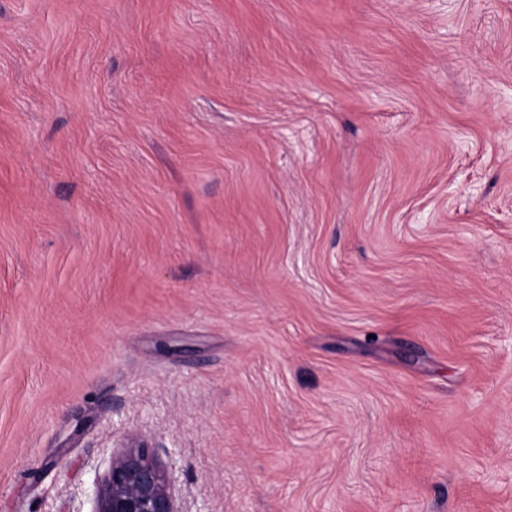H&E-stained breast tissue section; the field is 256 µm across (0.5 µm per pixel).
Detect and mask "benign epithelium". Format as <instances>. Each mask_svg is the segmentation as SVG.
Instances as JSON below:
<instances>
[{"instance_id": "1", "label": "benign epithelium", "mask_w": 512, "mask_h": 512, "mask_svg": "<svg viewBox=\"0 0 512 512\" xmlns=\"http://www.w3.org/2000/svg\"><path fill=\"white\" fill-rule=\"evenodd\" d=\"M94 482L92 512H180L167 469L143 437H127Z\"/></svg>"}]
</instances>
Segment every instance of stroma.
<instances>
[{
  "mask_svg": "<svg viewBox=\"0 0 512 512\" xmlns=\"http://www.w3.org/2000/svg\"><path fill=\"white\" fill-rule=\"evenodd\" d=\"M512 512V0H0V512ZM94 482L92 512H180L167 469L143 437H127Z\"/></svg>",
  "mask_w": 512,
  "mask_h": 512,
  "instance_id": "35a3bbf8",
  "label": "stroma"
}]
</instances>
